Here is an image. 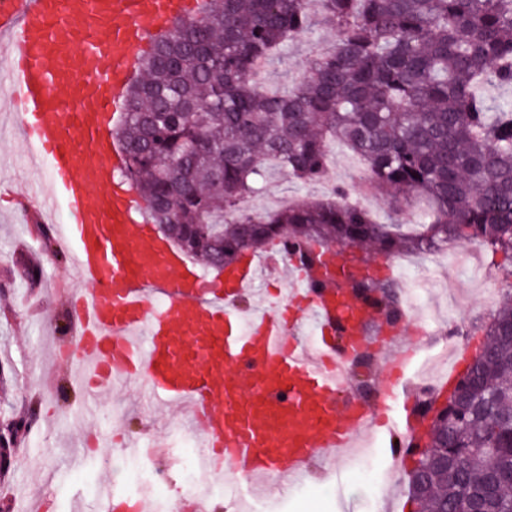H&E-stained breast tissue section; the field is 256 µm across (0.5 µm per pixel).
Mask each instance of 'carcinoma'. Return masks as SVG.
<instances>
[{
    "instance_id": "1",
    "label": "carcinoma",
    "mask_w": 512,
    "mask_h": 512,
    "mask_svg": "<svg viewBox=\"0 0 512 512\" xmlns=\"http://www.w3.org/2000/svg\"><path fill=\"white\" fill-rule=\"evenodd\" d=\"M205 0L141 61L115 136L146 215L189 256L218 270L271 244L349 246L426 256L469 244L499 255L503 300L484 353L455 386L420 460L406 471L415 512H473L489 470L512 475V0ZM334 28L292 89L260 90L257 65L292 35ZM364 162L361 184L420 224H381L345 204L346 188L286 208L245 210L274 168L328 177L336 145ZM381 322L402 314L389 280L355 279ZM495 449L487 458L484 449ZM493 512H512V483Z\"/></svg>"
}]
</instances>
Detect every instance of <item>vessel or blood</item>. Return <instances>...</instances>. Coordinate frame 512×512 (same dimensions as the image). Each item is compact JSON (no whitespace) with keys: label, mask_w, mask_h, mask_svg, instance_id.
Returning <instances> with one entry per match:
<instances>
[{"label":"vessel or blood","mask_w":512,"mask_h":512,"mask_svg":"<svg viewBox=\"0 0 512 512\" xmlns=\"http://www.w3.org/2000/svg\"><path fill=\"white\" fill-rule=\"evenodd\" d=\"M203 0H0V92L16 106L34 155L49 164L34 192L37 219L65 204L59 240L75 246L87 289L76 298L73 374L96 388L138 381L145 394L185 406L213 479L275 481L282 491L313 462L382 429L403 464L420 445L415 416L388 414L404 374L402 337L382 341L384 383L374 405L346 397L345 369L366 344L376 300L350 288L337 248L325 249L327 286L312 284L297 249L281 244L225 268L219 284L186 267L167 241L135 223L143 203L116 177L124 151L109 136L137 79L135 50L152 46ZM287 271L279 313L244 314L233 298L270 270ZM147 499L104 490L100 512H148Z\"/></svg>","instance_id":"1"}]
</instances>
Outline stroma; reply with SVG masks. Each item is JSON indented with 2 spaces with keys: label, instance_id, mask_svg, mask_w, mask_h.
I'll return each instance as SVG.
<instances>
[{
  "label": "stroma",
  "instance_id": "1",
  "mask_svg": "<svg viewBox=\"0 0 512 512\" xmlns=\"http://www.w3.org/2000/svg\"><path fill=\"white\" fill-rule=\"evenodd\" d=\"M338 33L316 28L288 39L264 67L260 79L279 89L294 86L302 63L317 49L334 44ZM0 94V419L35 410L36 420L10 456V468L0 480V505L10 512H99V489L109 483L116 493L136 496L134 483L119 460L124 445L150 448L163 442L158 465L168 469V493L181 495L179 460L191 442L177 432L169 408L159 399L129 390L124 402L101 393L91 399L69 380L62 357L70 339L59 327L72 316V299L81 289L72 265L73 245L48 249L38 224L32 223L31 187L45 184V164L33 163L31 151L14 131L15 114ZM330 183L299 185L270 172L255 204L265 208L268 197L326 195ZM25 258L39 272L30 280L16 264ZM490 252L476 257L459 254L446 264L423 271L433 287L423 293L427 316L447 315L456 298L472 286L471 266L490 268ZM407 485L391 486L380 501H372L367 486L353 479L349 458L317 467L313 477L288 496L269 493L251 501L252 512H403Z\"/></svg>",
  "mask_w": 512,
  "mask_h": 512
}]
</instances>
